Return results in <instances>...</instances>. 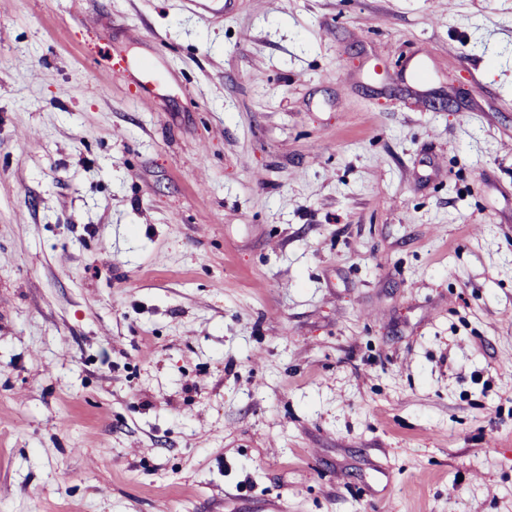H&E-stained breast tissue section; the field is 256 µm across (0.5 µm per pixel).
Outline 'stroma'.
<instances>
[{
	"label": "stroma",
	"mask_w": 512,
	"mask_h": 512,
	"mask_svg": "<svg viewBox=\"0 0 512 512\" xmlns=\"http://www.w3.org/2000/svg\"><path fill=\"white\" fill-rule=\"evenodd\" d=\"M0 512H512V0H0Z\"/></svg>",
	"instance_id": "stroma-1"
}]
</instances>
